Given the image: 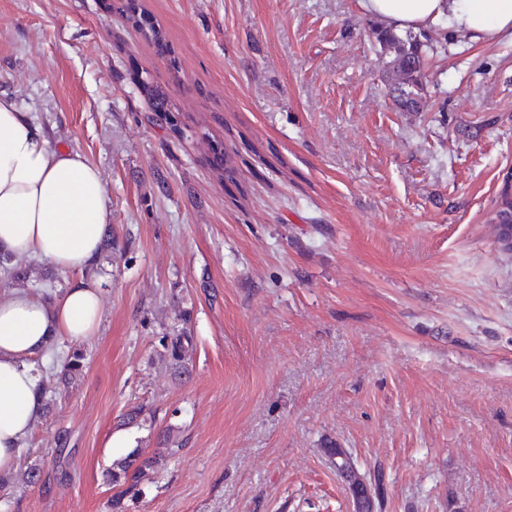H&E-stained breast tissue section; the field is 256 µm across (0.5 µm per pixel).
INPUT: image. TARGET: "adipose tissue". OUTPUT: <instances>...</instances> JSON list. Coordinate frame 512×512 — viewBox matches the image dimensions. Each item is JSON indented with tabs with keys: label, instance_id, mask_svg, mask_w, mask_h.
<instances>
[{
	"label": "adipose tissue",
	"instance_id": "ef3b65f1",
	"mask_svg": "<svg viewBox=\"0 0 512 512\" xmlns=\"http://www.w3.org/2000/svg\"><path fill=\"white\" fill-rule=\"evenodd\" d=\"M361 7L396 33L442 23L478 43L512 39V0H361ZM109 216L98 167L54 145L31 113L0 97V251L78 275L50 300L27 289L0 294V475L15 470L43 412L33 357L58 340L99 333L102 292L84 272L101 253Z\"/></svg>",
	"mask_w": 512,
	"mask_h": 512
}]
</instances>
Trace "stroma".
Listing matches in <instances>:
<instances>
[{"instance_id": "stroma-1", "label": "stroma", "mask_w": 512, "mask_h": 512, "mask_svg": "<svg viewBox=\"0 0 512 512\" xmlns=\"http://www.w3.org/2000/svg\"><path fill=\"white\" fill-rule=\"evenodd\" d=\"M116 0H0V93L108 192L112 256L83 377L0 484V512H111L110 433L181 450L126 512H354L324 446L382 474L381 512H512V257L486 222L512 176V41L438 26L404 112L360 0H138L170 84ZM239 152L235 182L209 136ZM189 320L188 374L160 336ZM41 480L30 484L31 468ZM148 78L144 81H140L139 87L141 93L144 94L151 103L152 112L156 113L159 119H164L166 123L173 127L174 130L177 128V105L166 86H162L158 83L150 72H145ZM176 122V123H175ZM209 165L221 181H232L235 174L233 158L220 138L212 137L210 143Z\"/></svg>"}]
</instances>
